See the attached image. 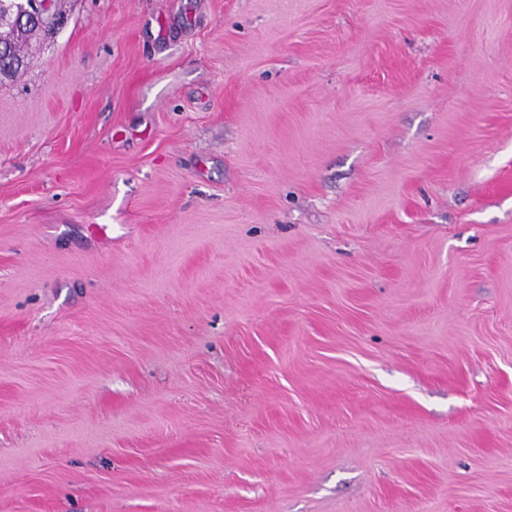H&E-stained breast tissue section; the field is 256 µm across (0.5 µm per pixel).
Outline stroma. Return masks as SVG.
<instances>
[{
	"instance_id": "obj_1",
	"label": "stroma",
	"mask_w": 512,
	"mask_h": 512,
	"mask_svg": "<svg viewBox=\"0 0 512 512\" xmlns=\"http://www.w3.org/2000/svg\"><path fill=\"white\" fill-rule=\"evenodd\" d=\"M0 81V512H512V0H58Z\"/></svg>"
}]
</instances>
